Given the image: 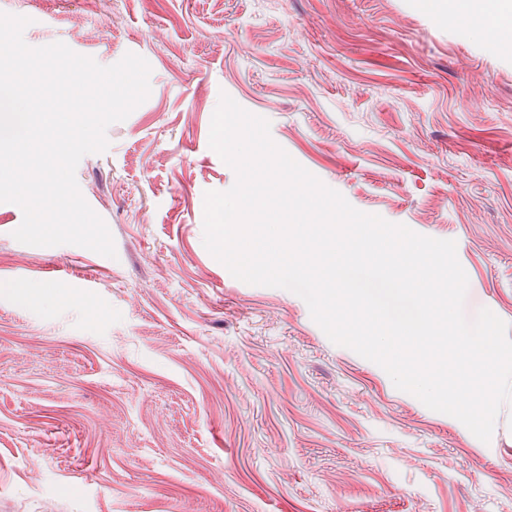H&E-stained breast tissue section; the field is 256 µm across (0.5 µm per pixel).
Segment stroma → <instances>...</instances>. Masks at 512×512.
<instances>
[{"mask_svg":"<svg viewBox=\"0 0 512 512\" xmlns=\"http://www.w3.org/2000/svg\"><path fill=\"white\" fill-rule=\"evenodd\" d=\"M438 2L0 0L29 46L151 68L76 169L116 257L20 243L0 203V512H512V404L480 441L203 245L225 93L357 210L455 240L466 317L512 325V49Z\"/></svg>","mask_w":512,"mask_h":512,"instance_id":"stroma-1","label":"stroma"}]
</instances>
